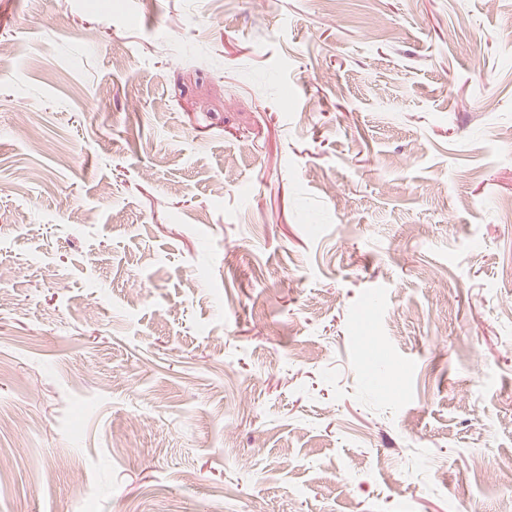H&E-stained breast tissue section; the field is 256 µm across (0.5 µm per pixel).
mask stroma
Masks as SVG:
<instances>
[{"label": "stroma", "instance_id": "35a3bbf8", "mask_svg": "<svg viewBox=\"0 0 512 512\" xmlns=\"http://www.w3.org/2000/svg\"><path fill=\"white\" fill-rule=\"evenodd\" d=\"M0 41V512H512V0Z\"/></svg>", "mask_w": 512, "mask_h": 512}]
</instances>
